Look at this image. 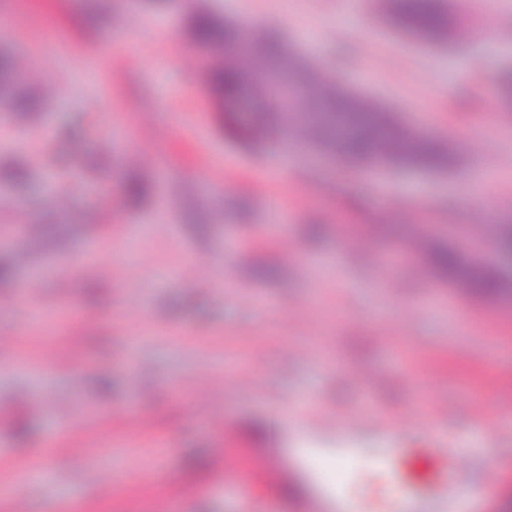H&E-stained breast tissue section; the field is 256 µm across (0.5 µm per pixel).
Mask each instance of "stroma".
Instances as JSON below:
<instances>
[{"label":"stroma","mask_w":512,"mask_h":512,"mask_svg":"<svg viewBox=\"0 0 512 512\" xmlns=\"http://www.w3.org/2000/svg\"><path fill=\"white\" fill-rule=\"evenodd\" d=\"M349 1L360 26L336 22ZM450 5L462 22L440 50L391 29L377 0H0V55L45 92L0 118V455L44 462L0 512H297L310 481L243 461L265 447L255 424L303 404L363 429L390 414L404 443L486 490L457 512H512V303L470 298L412 252L424 232L487 254L475 226L491 209L512 220V110L492 80L512 62V0ZM199 6L280 29L338 84L450 140L456 166L353 171L292 140L275 173L273 152L225 137L203 90ZM49 28L66 51L47 49ZM476 154L484 211L455 203ZM133 179L150 186L134 207ZM137 434L161 443L146 473ZM359 443L381 445L365 429ZM430 472L427 457L394 475L351 464L343 485L388 501Z\"/></svg>","instance_id":"stroma-1"}]
</instances>
